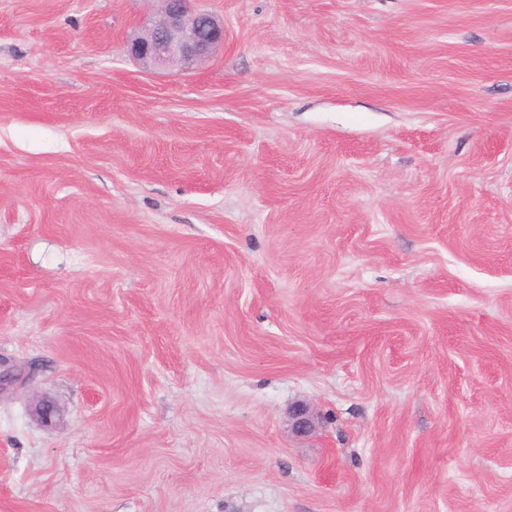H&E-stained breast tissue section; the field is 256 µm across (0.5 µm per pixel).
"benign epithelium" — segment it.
Here are the masks:
<instances>
[{
    "instance_id": "obj_1",
    "label": "benign epithelium",
    "mask_w": 512,
    "mask_h": 512,
    "mask_svg": "<svg viewBox=\"0 0 512 512\" xmlns=\"http://www.w3.org/2000/svg\"><path fill=\"white\" fill-rule=\"evenodd\" d=\"M159 19L143 24V34L126 44L127 54L153 69L175 70L209 59L224 45V24L190 0H160ZM292 428L310 434L319 425L318 415L306 405L291 411Z\"/></svg>"
}]
</instances>
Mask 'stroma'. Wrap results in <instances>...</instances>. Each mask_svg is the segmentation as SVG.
<instances>
[{
	"mask_svg": "<svg viewBox=\"0 0 512 512\" xmlns=\"http://www.w3.org/2000/svg\"><path fill=\"white\" fill-rule=\"evenodd\" d=\"M201 4L0 0V512H512V0ZM159 19L126 44L127 54L145 67L175 70L209 59L224 46V24L188 0H160ZM292 428L299 434H310L319 425L318 415L307 405H297L291 411Z\"/></svg>",
	"mask_w": 512,
	"mask_h": 512,
	"instance_id": "35a3bbf8",
	"label": "stroma"
}]
</instances>
